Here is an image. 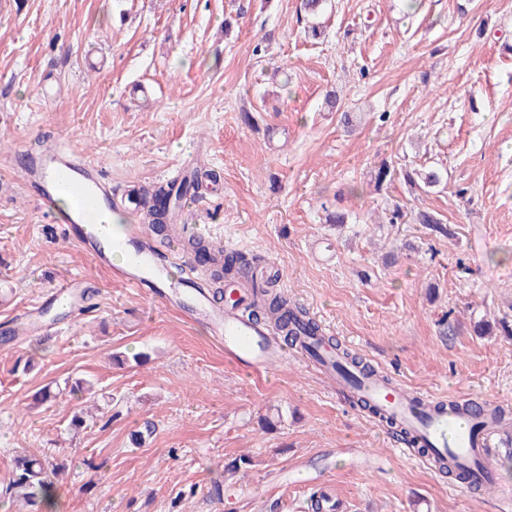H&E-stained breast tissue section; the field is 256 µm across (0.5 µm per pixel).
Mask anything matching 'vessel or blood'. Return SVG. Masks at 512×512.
Listing matches in <instances>:
<instances>
[{
	"instance_id": "obj_1",
	"label": "vessel or blood",
	"mask_w": 512,
	"mask_h": 512,
	"mask_svg": "<svg viewBox=\"0 0 512 512\" xmlns=\"http://www.w3.org/2000/svg\"><path fill=\"white\" fill-rule=\"evenodd\" d=\"M15 152L24 158L26 181L36 188L43 205H52L59 193L70 195L71 204L60 211L59 220L67 224L71 238L100 266H109L111 250H126L129 261L117 270V278L129 287L149 289L185 321L207 325L230 364L254 371L285 359L279 338L270 328L244 320L232 309L213 305L201 283L172 276L156 254L145 228L134 225L122 236L105 238L102 229L112 192L98 167L76 152L55 146L23 142ZM336 384L342 392L363 398L416 436L426 449L422 462L430 464L441 456L466 467V484L470 487L496 481L497 471L491 463L495 450L489 442L495 432L491 422L480 423L453 406H440L431 394L411 393L370 377L358 379L353 385L340 378Z\"/></svg>"
}]
</instances>
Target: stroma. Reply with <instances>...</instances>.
<instances>
[{
    "label": "stroma",
    "instance_id": "35a3bbf8",
    "mask_svg": "<svg viewBox=\"0 0 512 512\" xmlns=\"http://www.w3.org/2000/svg\"><path fill=\"white\" fill-rule=\"evenodd\" d=\"M299 7L0 0V485L20 455L64 464L41 512H312L320 485L346 512H497L512 493V469L454 491L392 454L311 361L235 369L206 325L85 255L13 154L69 147L121 193L220 172L180 223L274 267L278 291L393 382L512 410V340L473 330L512 323V0H332L315 41ZM383 163L396 176L378 191ZM422 167L448 177L421 191L405 174ZM336 208L341 230L324 221ZM72 278L83 297L65 309L50 290ZM242 454L253 467L227 472Z\"/></svg>",
    "mask_w": 512,
    "mask_h": 512
}]
</instances>
